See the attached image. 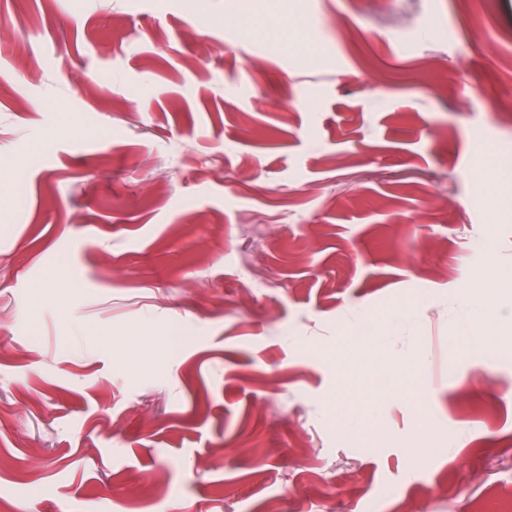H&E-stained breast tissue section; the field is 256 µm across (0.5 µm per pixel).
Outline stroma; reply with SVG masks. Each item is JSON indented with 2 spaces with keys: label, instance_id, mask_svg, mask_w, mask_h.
<instances>
[{
  "label": "stroma",
  "instance_id": "obj_1",
  "mask_svg": "<svg viewBox=\"0 0 512 512\" xmlns=\"http://www.w3.org/2000/svg\"><path fill=\"white\" fill-rule=\"evenodd\" d=\"M496 50L512 0H0V512L511 499L512 325L455 334L480 242L512 265ZM477 137L506 177L473 178ZM369 317L388 392L344 443ZM391 325L383 326L373 325L369 322H358L354 328V334L351 338V349L354 351H363L371 344H379L388 338Z\"/></svg>",
  "mask_w": 512,
  "mask_h": 512
}]
</instances>
